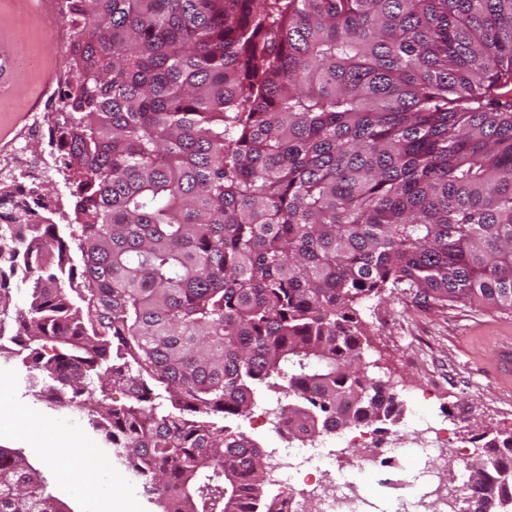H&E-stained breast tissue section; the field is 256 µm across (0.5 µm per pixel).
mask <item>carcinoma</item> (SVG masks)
Wrapping results in <instances>:
<instances>
[{"instance_id": "carcinoma-1", "label": "carcinoma", "mask_w": 512, "mask_h": 512, "mask_svg": "<svg viewBox=\"0 0 512 512\" xmlns=\"http://www.w3.org/2000/svg\"><path fill=\"white\" fill-rule=\"evenodd\" d=\"M70 220L0 223L35 395L73 405L162 512L263 501L261 390L298 436L393 419L356 305L512 312V0H70ZM129 402L112 403V390ZM142 410L152 424L144 427ZM512 436L466 465L512 512ZM0 512H71L0 448Z\"/></svg>"}]
</instances>
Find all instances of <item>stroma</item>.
Returning a JSON list of instances; mask_svg holds the SVG:
<instances>
[{"mask_svg":"<svg viewBox=\"0 0 512 512\" xmlns=\"http://www.w3.org/2000/svg\"><path fill=\"white\" fill-rule=\"evenodd\" d=\"M43 0H0V34L9 35L20 52L61 57L65 47L53 39L59 16H46ZM48 66L15 69L1 94L21 100V111H0V139L22 147L29 156L42 155L43 141L28 136V109L41 110L55 89L48 82ZM364 324L363 361L373 376L387 382L400 401L391 430L400 435L415 422L443 423L458 444L481 447L482 436L512 435V388L490 370L497 355V336L512 337V312L502 313L461 303L437 304L405 293L382 292L361 302ZM20 359L0 357V404L14 413L37 414L35 425L20 438L0 440L5 447L23 448L29 461L43 472L50 490L72 512H89L94 495H121L131 512H161L154 497L120 456L112 455L103 435L87 418H74L72 409H54L33 396L25 383ZM68 435L84 454L94 456L97 469L88 473L60 459L47 463L40 448L59 434ZM111 470V480L100 471Z\"/></svg>","mask_w":512,"mask_h":512,"instance_id":"35a3bbf8","label":"stroma"}]
</instances>
